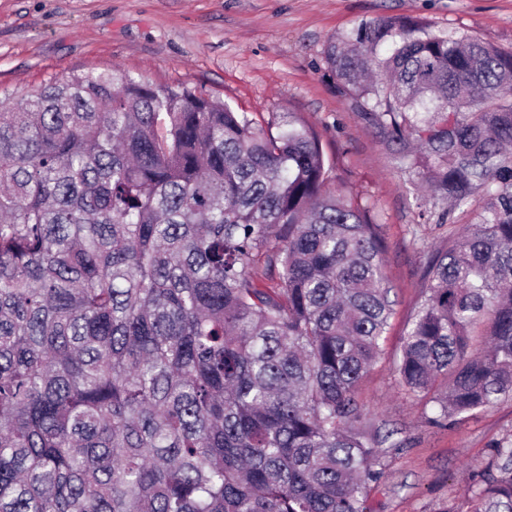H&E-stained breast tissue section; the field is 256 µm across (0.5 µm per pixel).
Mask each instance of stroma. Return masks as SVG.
I'll return each mask as SVG.
<instances>
[{
    "mask_svg": "<svg viewBox=\"0 0 512 512\" xmlns=\"http://www.w3.org/2000/svg\"><path fill=\"white\" fill-rule=\"evenodd\" d=\"M380 16L408 17L512 52V0H0V88L18 95L51 78L119 68L156 86L186 82L261 122L292 112L319 134L328 192L367 206L387 242L397 302L383 356L358 397L388 453L371 512H467L475 464L512 433V399L447 427L408 395L393 365L438 249L478 220L451 209L402 168L377 125L336 90L323 51L331 37Z\"/></svg>",
    "mask_w": 512,
    "mask_h": 512,
    "instance_id": "35a3bbf8",
    "label": "stroma"
}]
</instances>
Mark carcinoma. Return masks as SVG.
<instances>
[{"instance_id": "cac0c4a2", "label": "carcinoma", "mask_w": 512, "mask_h": 512, "mask_svg": "<svg viewBox=\"0 0 512 512\" xmlns=\"http://www.w3.org/2000/svg\"><path fill=\"white\" fill-rule=\"evenodd\" d=\"M339 92L480 223L395 362L446 425L512 398V53L391 16L328 40ZM277 131H271V126ZM320 137L120 69L0 97V512H370L358 399L394 312ZM469 512H512V434Z\"/></svg>"}]
</instances>
